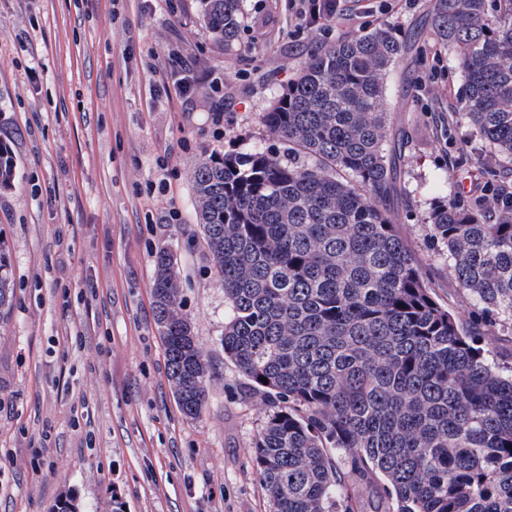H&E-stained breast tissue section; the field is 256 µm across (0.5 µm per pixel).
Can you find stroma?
<instances>
[{"label": "stroma", "instance_id": "35a3bbf8", "mask_svg": "<svg viewBox=\"0 0 512 512\" xmlns=\"http://www.w3.org/2000/svg\"><path fill=\"white\" fill-rule=\"evenodd\" d=\"M290 0H243L214 40L197 0H0V241L14 296L0 313V512H271L251 461L268 403L224 355L228 309L200 234L192 172L226 154L284 153L261 115L316 50L377 28L418 32L386 105L408 138L391 203L435 298L474 315L426 217L469 189L488 144L448 106L464 78L433 55L429 0H348L349 18L300 29ZM219 77L222 97L197 80ZM223 108L224 120L213 112ZM455 180H447V172ZM178 261L181 309L209 364L198 416L170 389L153 317L156 254Z\"/></svg>", "mask_w": 512, "mask_h": 512}]
</instances>
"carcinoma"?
<instances>
[{
    "instance_id": "cac0c4a2",
    "label": "carcinoma",
    "mask_w": 512,
    "mask_h": 512,
    "mask_svg": "<svg viewBox=\"0 0 512 512\" xmlns=\"http://www.w3.org/2000/svg\"><path fill=\"white\" fill-rule=\"evenodd\" d=\"M200 2L216 40L233 41L243 0ZM486 6L434 0L431 16L464 73L460 111L491 146L483 189L428 215L477 327L435 299L387 208L401 150L384 100L406 34L376 29L312 54L261 117L285 155L210 158L192 173L229 309L224 355L271 405L252 456L271 512H364L376 489L384 512H512V375L482 345L512 330V0L491 18ZM12 173L0 148V187ZM9 266L0 248V309ZM176 267L160 248L153 312L175 400L194 418L209 368Z\"/></svg>"
}]
</instances>
